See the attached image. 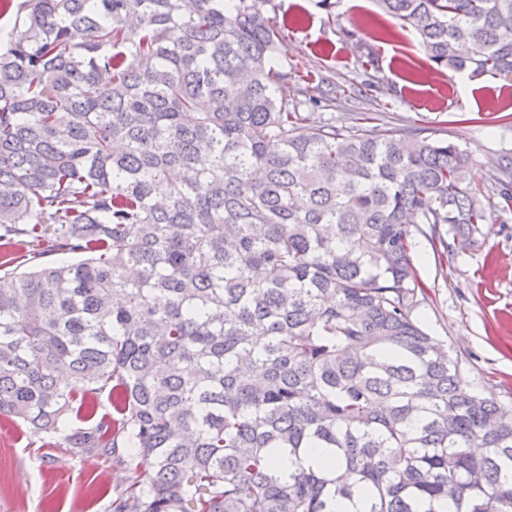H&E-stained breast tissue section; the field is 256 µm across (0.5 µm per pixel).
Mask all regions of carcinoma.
Listing matches in <instances>:
<instances>
[{
    "instance_id": "obj_1",
    "label": "carcinoma",
    "mask_w": 512,
    "mask_h": 512,
    "mask_svg": "<svg viewBox=\"0 0 512 512\" xmlns=\"http://www.w3.org/2000/svg\"><path fill=\"white\" fill-rule=\"evenodd\" d=\"M264 2L0 0V415L127 457L112 512H512V419L414 315L411 230L470 238L512 167L302 133L334 97L288 92ZM379 2L512 79V0Z\"/></svg>"
}]
</instances>
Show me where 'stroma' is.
I'll list each match as a JSON object with an SVG mask.
<instances>
[{
    "label": "stroma",
    "mask_w": 512,
    "mask_h": 512,
    "mask_svg": "<svg viewBox=\"0 0 512 512\" xmlns=\"http://www.w3.org/2000/svg\"><path fill=\"white\" fill-rule=\"evenodd\" d=\"M282 29L279 55L289 87H342L333 106L309 108L310 125L360 113L381 126L467 149L478 180L512 158V80L463 77L423 54L413 29L377 0H266ZM378 58L371 90L361 91L365 54ZM413 231V261L424 292L416 315L450 347L465 384L512 409V212L488 208L477 233L443 246L428 225ZM125 465L99 449L72 452L0 417V512H112L126 489Z\"/></svg>",
    "instance_id": "1"
}]
</instances>
